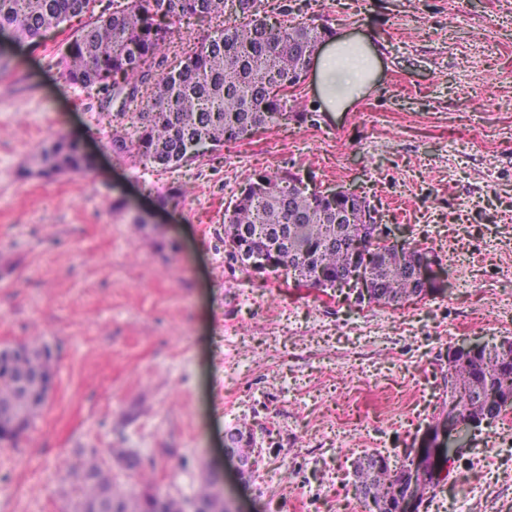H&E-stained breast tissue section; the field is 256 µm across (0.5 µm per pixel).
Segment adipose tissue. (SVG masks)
<instances>
[{"label": "adipose tissue", "instance_id": "obj_1", "mask_svg": "<svg viewBox=\"0 0 512 512\" xmlns=\"http://www.w3.org/2000/svg\"><path fill=\"white\" fill-rule=\"evenodd\" d=\"M381 67V56L371 39L350 33L330 38L314 65L321 111H349L375 89Z\"/></svg>", "mask_w": 512, "mask_h": 512}]
</instances>
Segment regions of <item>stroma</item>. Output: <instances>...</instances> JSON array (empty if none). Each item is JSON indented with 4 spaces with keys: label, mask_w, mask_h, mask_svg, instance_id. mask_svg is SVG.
Listing matches in <instances>:
<instances>
[{
    "label": "stroma",
    "mask_w": 512,
    "mask_h": 512,
    "mask_svg": "<svg viewBox=\"0 0 512 512\" xmlns=\"http://www.w3.org/2000/svg\"><path fill=\"white\" fill-rule=\"evenodd\" d=\"M270 21L372 38L378 87L181 167L110 149L95 93L64 82L58 48L0 33V346L39 336L57 357L49 401L0 441V512H72L89 452L123 488L192 496L201 465L233 512H368L366 453L410 468L448 407V348L512 337V0H261ZM82 174L40 172L59 137ZM290 170L376 205L394 242L431 252L441 282L401 306L258 277L224 244V212L256 171ZM186 190L160 208L154 191ZM260 456L240 476L226 431ZM418 512H512V406L472 429Z\"/></svg>",
    "instance_id": "obj_1"
}]
</instances>
